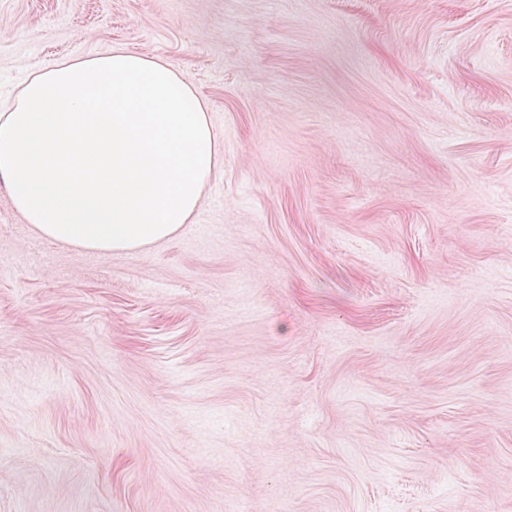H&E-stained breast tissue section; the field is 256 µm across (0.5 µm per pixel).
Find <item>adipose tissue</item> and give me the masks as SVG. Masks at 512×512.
<instances>
[{
    "mask_svg": "<svg viewBox=\"0 0 512 512\" xmlns=\"http://www.w3.org/2000/svg\"><path fill=\"white\" fill-rule=\"evenodd\" d=\"M221 158L194 88L123 47L41 66L0 104V187L41 236L78 249L171 238Z\"/></svg>",
    "mask_w": 512,
    "mask_h": 512,
    "instance_id": "1",
    "label": "adipose tissue"
}]
</instances>
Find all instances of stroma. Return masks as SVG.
Segmentation results:
<instances>
[{
  "instance_id": "stroma-1",
  "label": "stroma",
  "mask_w": 512,
  "mask_h": 512,
  "mask_svg": "<svg viewBox=\"0 0 512 512\" xmlns=\"http://www.w3.org/2000/svg\"><path fill=\"white\" fill-rule=\"evenodd\" d=\"M118 46L221 164L123 253L0 189V512H512V0H0V94Z\"/></svg>"
}]
</instances>
